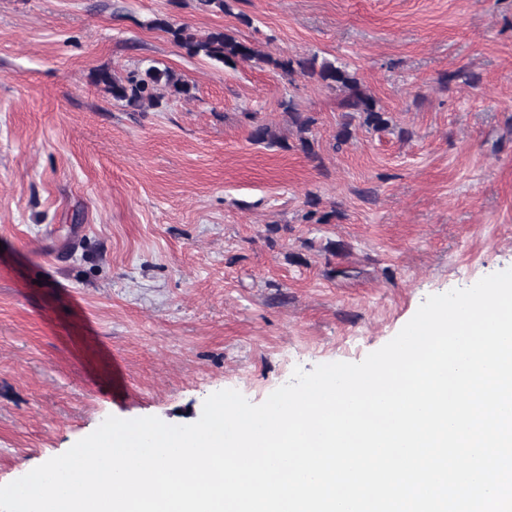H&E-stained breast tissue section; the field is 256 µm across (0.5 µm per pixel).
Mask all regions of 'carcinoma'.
<instances>
[{
    "label": "carcinoma",
    "mask_w": 512,
    "mask_h": 512,
    "mask_svg": "<svg viewBox=\"0 0 512 512\" xmlns=\"http://www.w3.org/2000/svg\"><path fill=\"white\" fill-rule=\"evenodd\" d=\"M166 31L190 56L201 55L230 66L239 61L261 60L290 76L297 75L342 91V121L335 135L338 147L350 140L351 126L356 119L361 120L366 128L376 131L389 126L390 120L386 113L377 108L375 99L361 87L356 74L344 64H336L325 59L320 61L315 54L299 58L263 57L251 43L221 30L198 33L181 25L176 28L169 26ZM94 80L96 84L103 86L104 91L109 93L112 99L123 102L125 106L135 110L157 109L172 102L192 98L189 82L167 68L150 66L140 72L131 71L125 76L100 69L95 72ZM281 106L288 115L289 123L296 130L301 149L309 155L314 154L309 134L312 133L316 119L309 113L300 111L291 100L281 103ZM250 139L256 144L268 147L290 148V145L283 142L267 124L253 125Z\"/></svg>",
    "instance_id": "obj_1"
}]
</instances>
